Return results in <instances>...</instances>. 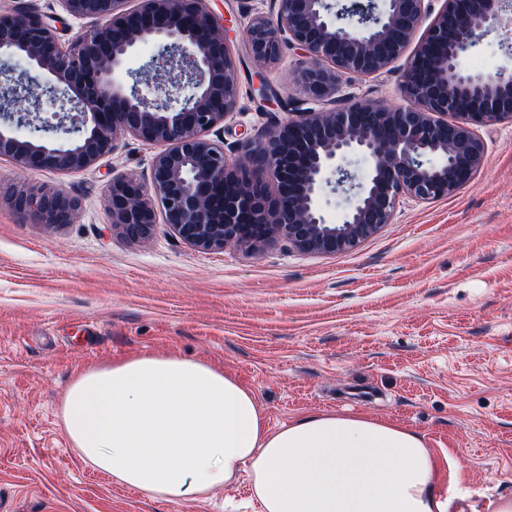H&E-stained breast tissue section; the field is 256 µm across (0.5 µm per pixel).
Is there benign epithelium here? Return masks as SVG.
Here are the masks:
<instances>
[{
	"instance_id": "1",
	"label": "benign epithelium",
	"mask_w": 512,
	"mask_h": 512,
	"mask_svg": "<svg viewBox=\"0 0 512 512\" xmlns=\"http://www.w3.org/2000/svg\"><path fill=\"white\" fill-rule=\"evenodd\" d=\"M92 25L64 47L50 18L26 5L0 11V156L24 169L79 171L115 153L128 137L156 145L147 180L112 177L110 223L146 241L163 220L202 251L256 250L283 238L311 254L356 250L391 223L402 196L451 197L480 172L486 145L478 128L512 123V68L468 69L480 42L512 26V0H276V15H255L244 48L258 66L283 46L297 51L300 97L287 117L241 143L234 158L210 138L238 106L236 62L223 19L206 0H60ZM153 43L155 78L118 79L140 45ZM414 46L404 72L405 107L372 100L336 105L346 78L378 75ZM56 105L46 121L44 102ZM20 104L23 111L10 108ZM25 126L30 134L16 128ZM364 161L362 175L346 163ZM364 181H358V178ZM275 185L268 195L266 182ZM327 187L347 195L338 222L325 219ZM11 203L32 224H70L77 199L61 190L18 188Z\"/></svg>"
}]
</instances>
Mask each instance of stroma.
<instances>
[{"label":"stroma","mask_w":512,"mask_h":512,"mask_svg":"<svg viewBox=\"0 0 512 512\" xmlns=\"http://www.w3.org/2000/svg\"><path fill=\"white\" fill-rule=\"evenodd\" d=\"M227 22L239 104L214 139L283 119L298 55L268 68L243 30L273 0H208ZM403 54L342 95L406 106ZM266 81L280 101L267 106ZM486 159L458 194L401 199L356 250L308 254L275 238L200 251L168 225L128 240L107 215L114 175L144 178L154 145L126 139L92 168L22 169L0 157V512H261L247 475L209 498L162 502L84 464L59 420L73 377L147 353L199 360L251 389L270 428L308 413L367 415L422 434L436 488L512 498V124L483 127ZM60 189L72 223L31 224L11 188Z\"/></svg>","instance_id":"1"}]
</instances>
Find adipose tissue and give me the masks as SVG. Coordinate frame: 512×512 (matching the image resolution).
Segmentation results:
<instances>
[{
  "mask_svg": "<svg viewBox=\"0 0 512 512\" xmlns=\"http://www.w3.org/2000/svg\"><path fill=\"white\" fill-rule=\"evenodd\" d=\"M60 421L84 463L156 500L202 498L245 471L262 512H448L420 433L334 412L273 430L251 390L201 361L143 354L83 372Z\"/></svg>",
  "mask_w": 512,
  "mask_h": 512,
  "instance_id": "ef3b65f1",
  "label": "adipose tissue"
}]
</instances>
